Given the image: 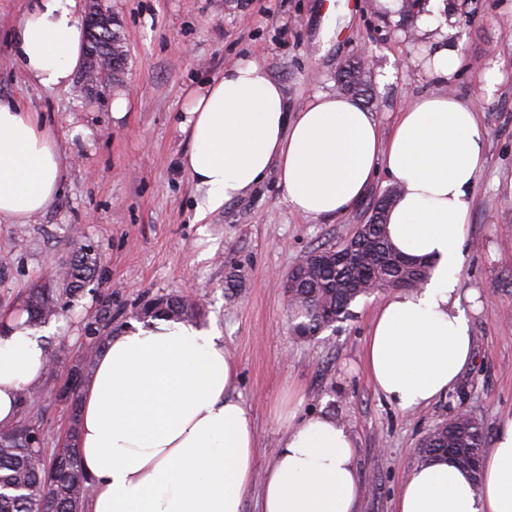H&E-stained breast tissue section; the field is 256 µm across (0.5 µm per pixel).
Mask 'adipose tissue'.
I'll return each mask as SVG.
<instances>
[{
  "mask_svg": "<svg viewBox=\"0 0 512 512\" xmlns=\"http://www.w3.org/2000/svg\"><path fill=\"white\" fill-rule=\"evenodd\" d=\"M27 75L66 87L83 63L78 0H32L14 27ZM183 167L205 197L196 218L245 195L277 169L293 211L329 219L354 209L378 172L399 189L387 235L432 263L427 284L377 307L366 344L376 391L412 412L455 387L473 356L457 296L472 191L485 165L473 103L423 96L382 137L354 99L319 92L292 112L263 65L244 60L195 91ZM63 154L35 113L0 102V223L25 224L60 195ZM45 340L23 319L0 332V427L19 392L47 369ZM237 365L214 329L154 319L108 338L81 395L79 454L87 512H241L258 448L235 393ZM362 494L349 429L326 414L288 415L262 482V512H357ZM396 512H512V416L497 428L480 483L449 458L410 471Z\"/></svg>",
  "mask_w": 512,
  "mask_h": 512,
  "instance_id": "1",
  "label": "adipose tissue"
}]
</instances>
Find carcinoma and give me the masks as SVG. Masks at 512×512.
<instances>
[{"label": "carcinoma", "instance_id": "carcinoma-1", "mask_svg": "<svg viewBox=\"0 0 512 512\" xmlns=\"http://www.w3.org/2000/svg\"><path fill=\"white\" fill-rule=\"evenodd\" d=\"M102 44V54L112 62V75L123 71L126 53L117 32H105L103 39L87 35ZM338 83L346 93L366 96L368 83L359 61L345 65ZM397 198V190L383 193L374 206L370 223L356 236L335 248L310 252L306 266L298 269L292 282L294 302L288 320L294 335L308 339L334 327L351 315V306L361 297L385 288L415 289L429 277L431 263L402 255L391 244L386 230V213ZM97 266V258L82 249L69 263L55 286L35 285L28 290L18 316L37 326L49 322L61 303L83 296L84 285ZM199 312L182 297H157L140 307L146 318L165 317L190 320ZM106 337L91 332L83 366L70 371L69 386L60 398L71 405L72 422L68 443L52 453L42 448L38 420L30 416L35 396L26 389L17 399L19 416L10 427L0 428V512H84L91 483L77 448L78 397L94 357ZM487 437L482 425L470 415H454L438 424L422 443V461L443 457L450 448H460L475 461L482 460Z\"/></svg>", "mask_w": 512, "mask_h": 512}]
</instances>
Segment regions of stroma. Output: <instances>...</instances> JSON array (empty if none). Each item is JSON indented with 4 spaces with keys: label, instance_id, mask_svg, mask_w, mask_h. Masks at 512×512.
Segmentation results:
<instances>
[{
    "label": "stroma",
    "instance_id": "stroma-1",
    "mask_svg": "<svg viewBox=\"0 0 512 512\" xmlns=\"http://www.w3.org/2000/svg\"><path fill=\"white\" fill-rule=\"evenodd\" d=\"M330 0H105L126 51L118 79L48 89L24 74L12 29L30 0H0V100L38 113L65 156L62 191L25 224L0 223V318L16 313L34 283H51L85 247L98 260L88 292L62 311L47 348L56 368L44 376L32 413L44 445L62 447L71 407L58 394L82 361L91 330L108 336L136 323L139 305L180 296L199 305L200 323L220 331L234 357L236 392L253 411L256 475H263L286 430L281 415L322 412L350 429L363 487L359 512H395L420 443L463 410L495 437L512 415V0H444L456 32L383 11L378 0H343L336 33L324 36ZM448 48L462 67L431 77L435 51ZM368 49L370 91L361 106L389 135L400 112L424 95L476 103L485 129L486 164L473 190L459 273L461 306L473 337L470 367L448 395L413 412L376 391L365 365L372 315L383 293L360 298L352 315L314 339L292 335L285 277L299 257L348 241L367 223L392 182L379 176L351 212L333 219L295 213L277 173L243 197L197 221L204 192L182 166L191 141L181 129L193 91L241 60L262 63L289 111L317 92L337 89L342 67ZM123 93L124 119L112 118ZM239 275L229 289L230 275ZM112 323H98L102 306Z\"/></svg>",
    "mask_w": 512,
    "mask_h": 512
}]
</instances>
